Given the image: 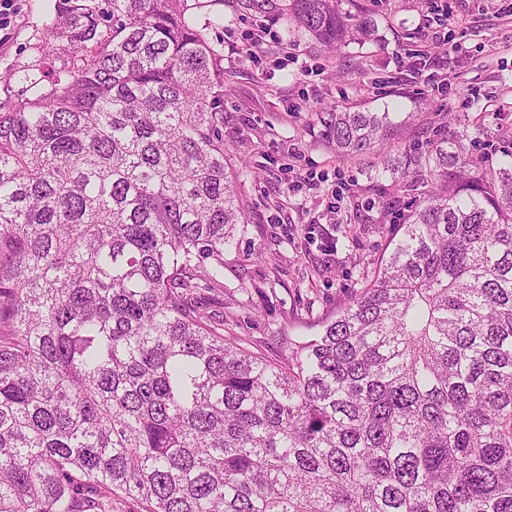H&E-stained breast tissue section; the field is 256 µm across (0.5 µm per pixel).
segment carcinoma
Returning a JSON list of instances; mask_svg holds the SVG:
<instances>
[{
	"mask_svg": "<svg viewBox=\"0 0 512 512\" xmlns=\"http://www.w3.org/2000/svg\"><path fill=\"white\" fill-rule=\"evenodd\" d=\"M62 2L68 58L0 111V512H512V154L481 171L454 132L376 158L390 112L327 111L337 157L431 189L268 357L195 305L247 223L224 55L188 0ZM337 3L241 0L372 40Z\"/></svg>",
	"mask_w": 512,
	"mask_h": 512,
	"instance_id": "carcinoma-1",
	"label": "carcinoma"
}]
</instances>
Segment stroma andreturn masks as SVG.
Returning <instances> with one entry per match:
<instances>
[{"label":"stroma","instance_id":"1","mask_svg":"<svg viewBox=\"0 0 512 512\" xmlns=\"http://www.w3.org/2000/svg\"><path fill=\"white\" fill-rule=\"evenodd\" d=\"M58 0H21L0 41V106L26 97L14 77L39 73ZM377 23L375 42L327 53L287 38L278 18H256L238 0H199L198 19L224 55V163L248 222L224 256V287L200 295L225 335L269 357L371 277L395 224L421 192L391 174L371 178L338 159L321 136L328 107L388 109L393 151L421 147L447 129L466 133L482 169L512 151V10L504 0H343ZM344 169L345 180L335 178ZM319 174L314 186L308 174ZM392 197L391 223L377 201Z\"/></svg>","mask_w":512,"mask_h":512}]
</instances>
